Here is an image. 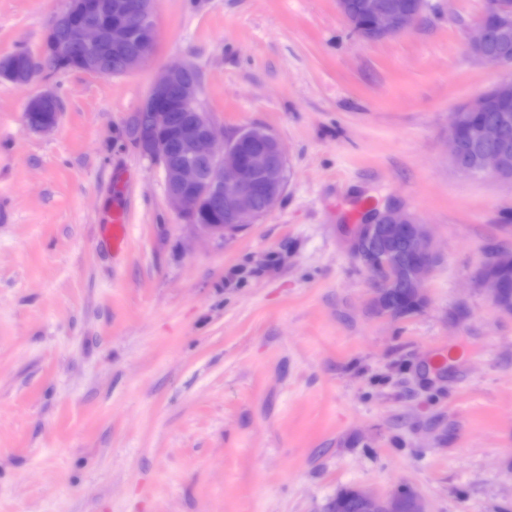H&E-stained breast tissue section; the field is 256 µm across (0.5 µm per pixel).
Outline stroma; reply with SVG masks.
Returning a JSON list of instances; mask_svg holds the SVG:
<instances>
[{"instance_id":"35a3bbf8","label":"stroma","mask_w":512,"mask_h":512,"mask_svg":"<svg viewBox=\"0 0 512 512\" xmlns=\"http://www.w3.org/2000/svg\"><path fill=\"white\" fill-rule=\"evenodd\" d=\"M65 6L0 0V56L38 53ZM483 13L426 0L371 42L336 0H156L135 71L0 78V512H324L400 486L428 512H512V314L474 282L512 250V180L448 158L450 114L512 76L468 52ZM177 62L225 135L287 154L280 203L230 237L186 224L133 143ZM45 91L41 135L23 110ZM389 204L436 249L401 319L372 312L351 249L350 212ZM60 105L51 94L41 93L30 97L24 107L23 120L35 133L48 134L58 125Z\"/></svg>"}]
</instances>
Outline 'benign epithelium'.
<instances>
[{
  "mask_svg": "<svg viewBox=\"0 0 512 512\" xmlns=\"http://www.w3.org/2000/svg\"><path fill=\"white\" fill-rule=\"evenodd\" d=\"M155 0H68L58 13L44 41L40 55L0 58V66L14 71L16 82H31L43 71L46 60L66 62L74 57L82 71L95 75L127 74L151 58L156 51ZM338 10L351 24L356 14L369 17V25L357 29L369 41L402 33L418 20L424 0H336ZM512 27V0H485L484 16L469 43L475 60L512 68V57H491L487 46ZM200 83L189 64L164 68L149 87L134 118L135 145L152 158L164 172L170 205L186 223L208 235L224 234V226L242 228L270 213L281 198L286 181V156L279 138L272 132L244 128L218 143L224 130L201 110ZM512 96V77L480 93L472 102L453 113L448 127L450 162L460 173L504 178L512 165V142L507 131L512 115L504 112L478 122L481 112H494L499 102ZM185 111L179 123L170 110ZM60 105L51 94L30 97L23 120L35 133L48 134L58 125ZM494 146L469 158L465 140ZM352 251L371 273L375 288L371 307L380 317L399 319L401 315L384 306L380 296L394 288H407L426 299L425 284L433 264L431 234L407 212L387 207L373 212L358 225ZM512 252L501 251L482 263L476 282L489 289L497 308L506 293H512ZM367 512H401L404 499L413 503V512H427L423 500L402 487L381 497L366 488H357Z\"/></svg>",
  "mask_w": 512,
  "mask_h": 512,
  "instance_id": "1",
  "label": "benign epithelium"
}]
</instances>
